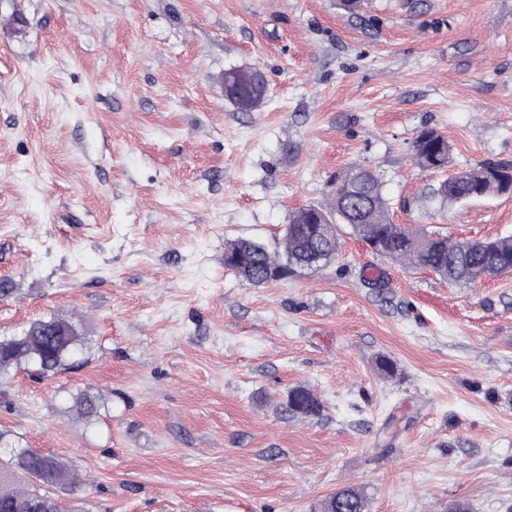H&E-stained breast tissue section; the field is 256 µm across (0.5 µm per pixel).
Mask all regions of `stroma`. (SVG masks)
Returning <instances> with one entry per match:
<instances>
[{
  "mask_svg": "<svg viewBox=\"0 0 512 512\" xmlns=\"http://www.w3.org/2000/svg\"><path fill=\"white\" fill-rule=\"evenodd\" d=\"M231 67L264 72L258 110ZM426 125L447 170L413 160ZM487 159L512 160V0H0V337L65 317L85 358L0 375V431L78 476L67 512H512V273L452 286L346 226L317 272L224 266L354 165L394 223L512 235V197L432 194ZM299 385L320 416L284 413ZM230 69H235V83L238 85L239 95L238 97H229L224 92V98L239 112L255 111L266 99V82H260L256 75L251 73V68ZM365 502L361 493L347 488L332 494L323 504L324 512H364Z\"/></svg>",
  "mask_w": 512,
  "mask_h": 512,
  "instance_id": "obj_1",
  "label": "stroma"
}]
</instances>
